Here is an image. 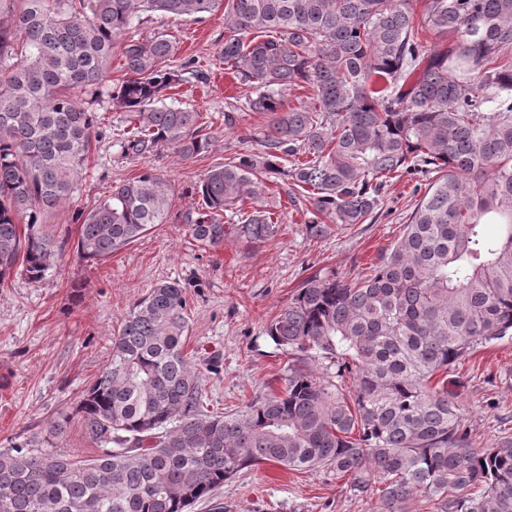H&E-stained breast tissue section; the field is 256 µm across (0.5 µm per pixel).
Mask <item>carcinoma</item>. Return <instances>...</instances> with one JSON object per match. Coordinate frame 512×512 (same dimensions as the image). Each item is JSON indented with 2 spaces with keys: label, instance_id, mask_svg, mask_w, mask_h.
<instances>
[{
  "label": "carcinoma",
  "instance_id": "cac0c4a2",
  "mask_svg": "<svg viewBox=\"0 0 512 512\" xmlns=\"http://www.w3.org/2000/svg\"><path fill=\"white\" fill-rule=\"evenodd\" d=\"M224 7L221 56L272 116L262 150L209 169L186 215L193 238L260 246L274 213L242 206L285 177L309 223L362 224L390 179L432 177L403 234L356 282L310 276L266 327L291 357L284 388L231 414L202 410L205 377L184 354L188 289L156 283L112 337V358L80 397L93 458L25 438L0 448V512H187L263 463L329 469L381 512L420 495L435 512H512V442L471 448L444 374L476 346L512 335V0H0V285L15 267L42 280L61 250L46 217L74 207L78 254L99 262L163 224L171 182L148 166L90 210L76 207L92 109L131 114L115 144L146 159L211 146L200 113L168 100L177 75L163 34L140 14L200 18ZM424 30L455 36L441 50ZM120 48L125 78L108 85ZM312 92L287 109L288 87ZM291 161L287 167L284 162ZM500 226L495 239L485 222ZM336 358L349 390L297 366Z\"/></svg>",
  "mask_w": 512,
  "mask_h": 512
}]
</instances>
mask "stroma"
Instances as JSON below:
<instances>
[{"label":"stroma","instance_id":"obj_1","mask_svg":"<svg viewBox=\"0 0 512 512\" xmlns=\"http://www.w3.org/2000/svg\"><path fill=\"white\" fill-rule=\"evenodd\" d=\"M138 29L142 36L163 33L173 42L170 69L195 59L203 79L183 74L170 95L210 122L212 146L189 160L169 148L141 159L122 156L111 138L94 143L76 193L81 207H95L113 185L149 165L174 186L171 210L166 223L152 225L141 240L100 262L78 257L79 227L70 209L48 216L56 240L65 244L62 257L41 281L16 272L0 285V448L18 438L44 437L49 422L67 414L71 420L60 448L81 459L102 453V445L85 436L73 408L110 360L115 328L163 280L194 283L185 352L198 367H216L206 375V410L233 412L282 388L289 357L266 335L268 323L313 273L351 281L369 274L397 242L421 196L414 182L394 181L374 220L347 227L325 223L315 232L307 223L306 197L290 199L289 180L279 178L244 205L245 211L259 208L280 217L278 237L255 248L231 240L218 248L198 244L184 222L200 203L196 183L211 167L260 152L268 121L244 111L255 91L224 65L223 11L199 19L145 13ZM228 111L235 117L230 126L224 123ZM76 283L84 289L74 302L70 292ZM448 380L470 447L512 440L511 338L477 346L449 369ZM218 504L222 512H380L376 488L360 494L334 471L297 472L273 464L241 472L191 512H215Z\"/></svg>","mask_w":512,"mask_h":512}]
</instances>
